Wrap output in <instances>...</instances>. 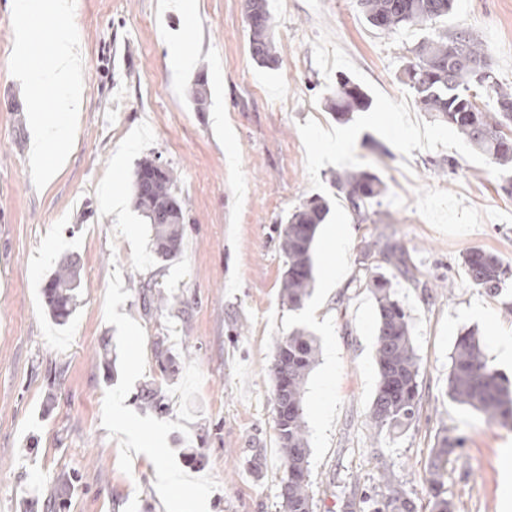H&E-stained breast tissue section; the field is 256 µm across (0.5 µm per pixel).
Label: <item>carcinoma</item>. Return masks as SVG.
Instances as JSON below:
<instances>
[{"label": "carcinoma", "mask_w": 512, "mask_h": 512, "mask_svg": "<svg viewBox=\"0 0 512 512\" xmlns=\"http://www.w3.org/2000/svg\"><path fill=\"white\" fill-rule=\"evenodd\" d=\"M454 0H361L365 20L385 34L412 26H426L448 15ZM246 19L251 33L253 59L263 65L276 63L271 37L273 21L265 0H246ZM400 80L413 92L415 102L436 120L454 128L490 162L501 167L512 163V89L503 87L487 63L484 49L470 34L457 31L447 37L426 38L413 50ZM488 75L479 81L480 72ZM369 107V97L349 78L338 82L330 109L336 120L348 122L356 111ZM334 184L350 208L364 221L369 207L378 201L383 182L374 173L357 169L336 173ZM134 197L137 207L155 230L154 251L172 258L180 250L185 206L172 192L170 172L153 160H145L135 171ZM329 213L322 198L303 202L288 216L280 231V249L285 257L282 296L291 309L300 308L316 285L314 241L318 226ZM386 262L398 259L401 248L375 241L361 252L360 265L369 275L376 300L377 386L370 419L378 430L409 428L420 416V365L413 346L409 313L394 297L389 280L374 264V252ZM468 282L496 294L512 281V266L492 252L470 251L463 259ZM75 276L69 263L57 267L47 287L53 317L65 322L73 313ZM319 346L315 338L296 330L276 349L273 374L274 412L286 470L281 480L283 512H313L309 481L310 448L303 413V391L315 366ZM448 395L460 405L483 415L494 426L512 427V384L491 369L473 330L458 336L451 354L447 379ZM141 406L158 413L167 410L165 397L157 388H146L137 396ZM462 445L459 438L443 437L435 453L429 480L430 512H454L453 503L440 496L444 463ZM372 512H416V504L403 484L383 476L380 497L371 500Z\"/></svg>", "instance_id": "cac0c4a2"}]
</instances>
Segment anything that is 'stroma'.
<instances>
[{
  "mask_svg": "<svg viewBox=\"0 0 512 512\" xmlns=\"http://www.w3.org/2000/svg\"><path fill=\"white\" fill-rule=\"evenodd\" d=\"M267 9L271 68L250 54L244 0H76L77 134L39 190L22 86L9 71L12 0H0V512H43L50 495L66 512H198L200 501L207 512H279L271 365L298 329L322 351L303 399L313 512H349L350 501L379 491L384 473L429 512L432 450L445 434L463 446L444 468V497L455 512H502L512 429L454 402L447 377L458 336L473 329L512 379V361L492 348L493 336L512 335V285L489 294L462 265L477 248L512 264V197L498 169L421 111L399 75L423 38L464 29L512 88V0H455L449 16L390 35L366 22L359 0H267ZM189 10L198 25L188 40ZM186 49L197 58L190 73L171 64ZM342 74L371 102L347 123L328 108ZM199 75L209 91L202 112L187 94ZM336 135L349 141L348 155L327 147ZM146 159L171 171L186 205L180 252L169 261L155 254L134 204L119 216L103 204L108 187L132 192ZM344 169L370 170L385 185L365 221L332 183ZM317 196L330 212L314 245L316 286L291 310L277 228ZM380 237L405 253L406 270L386 262L381 270L410 315L421 365V415L402 433L370 422L377 309L359 257ZM64 261L79 286L61 324L45 286ZM338 261L345 274L327 285ZM147 287L172 294L171 303L144 310ZM160 345L172 359L165 374ZM151 386L162 388L168 415L139 408L135 393ZM162 472L184 477L192 494L167 499Z\"/></svg>",
  "mask_w": 512,
  "mask_h": 512,
  "instance_id": "35a3bbf8",
  "label": "stroma"
}]
</instances>
